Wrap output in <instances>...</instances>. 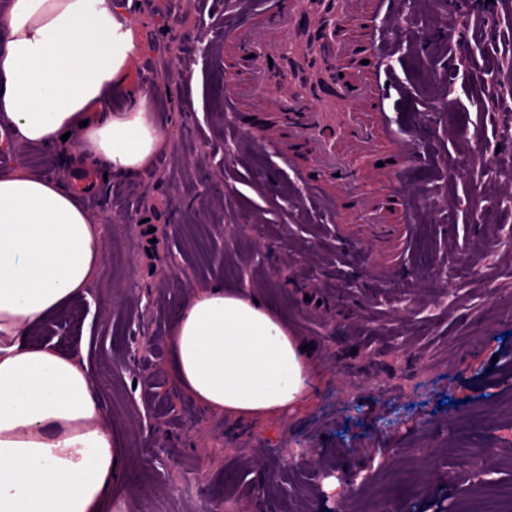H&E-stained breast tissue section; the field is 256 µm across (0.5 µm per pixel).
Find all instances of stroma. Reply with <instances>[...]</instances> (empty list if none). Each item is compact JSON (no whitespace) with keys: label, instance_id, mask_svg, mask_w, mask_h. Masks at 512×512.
Wrapping results in <instances>:
<instances>
[{"label":"stroma","instance_id":"1","mask_svg":"<svg viewBox=\"0 0 512 512\" xmlns=\"http://www.w3.org/2000/svg\"><path fill=\"white\" fill-rule=\"evenodd\" d=\"M134 8L145 49L127 81L150 90L166 146L139 182L81 196L105 227L104 262L87 303L28 338L85 353L126 512H512V484L453 491L459 458L512 473V0H469L462 21L448 0H402L382 20L384 53L357 51L399 87L384 103L398 148L422 145L404 164L420 211L399 271L374 241L344 248L336 218L290 194L292 172L249 135L253 116L225 111L224 0ZM9 155L0 171L71 181L58 153ZM216 279L260 290L309 345L315 390L288 416L236 428L176 384L174 312ZM145 336L156 351L137 348ZM285 445L316 448L328 469L372 458V477L337 503Z\"/></svg>","mask_w":512,"mask_h":512}]
</instances>
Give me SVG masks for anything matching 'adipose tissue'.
<instances>
[{
	"label": "adipose tissue",
	"instance_id": "1",
	"mask_svg": "<svg viewBox=\"0 0 512 512\" xmlns=\"http://www.w3.org/2000/svg\"><path fill=\"white\" fill-rule=\"evenodd\" d=\"M143 50L130 0H8L0 12V142L76 133L75 175L134 181L166 136L126 76ZM103 228L73 188L0 171V512H112V427L83 356L28 343L87 298ZM304 342L257 292L216 280L177 307V385L236 422L288 414L312 393Z\"/></svg>",
	"mask_w": 512,
	"mask_h": 512
}]
</instances>
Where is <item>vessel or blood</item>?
Returning a JSON list of instances; mask_svg holds the SVG:
<instances>
[{
    "label": "vessel or blood",
    "mask_w": 512,
    "mask_h": 512,
    "mask_svg": "<svg viewBox=\"0 0 512 512\" xmlns=\"http://www.w3.org/2000/svg\"><path fill=\"white\" fill-rule=\"evenodd\" d=\"M240 22L224 27V52L245 60L228 76L224 109H276L255 132L293 172L304 196L332 212L337 199L386 224L384 256L393 269L413 237L416 197L396 195L402 163L387 113L365 111L384 95L380 78L352 61L346 35L360 0H229Z\"/></svg>",
    "instance_id": "vessel-or-blood-1"
}]
</instances>
